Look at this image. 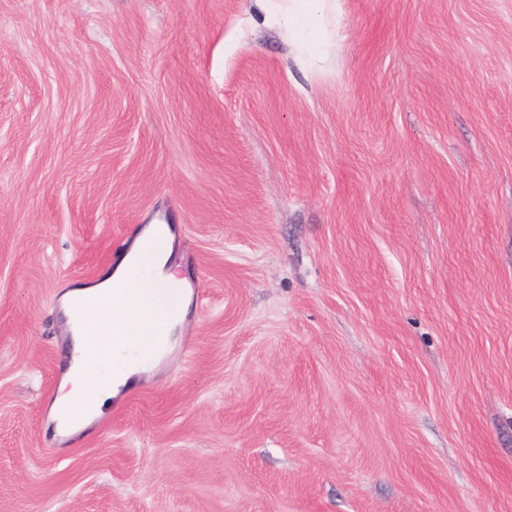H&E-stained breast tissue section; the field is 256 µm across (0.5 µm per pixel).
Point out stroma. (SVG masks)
<instances>
[{
    "label": "stroma",
    "instance_id": "35a3bbf8",
    "mask_svg": "<svg viewBox=\"0 0 512 512\" xmlns=\"http://www.w3.org/2000/svg\"><path fill=\"white\" fill-rule=\"evenodd\" d=\"M0 0V512H512V0ZM170 225L171 353L55 436L61 295ZM288 2V22L300 28L317 29L322 27L331 10L334 0H284Z\"/></svg>",
    "mask_w": 512,
    "mask_h": 512
}]
</instances>
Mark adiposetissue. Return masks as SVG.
<instances>
[{"label":"adipose tissue","mask_w":512,"mask_h":512,"mask_svg":"<svg viewBox=\"0 0 512 512\" xmlns=\"http://www.w3.org/2000/svg\"><path fill=\"white\" fill-rule=\"evenodd\" d=\"M142 235L162 238L155 258L158 280L132 274L131 265L140 251L135 245L97 283L63 296L61 313L69 346L59 393L50 407L59 434L86 429L113 398L150 372L158 359L146 351L155 334L173 343L185 319L187 291L180 286L179 272L168 264L169 229L153 224Z\"/></svg>","instance_id":"adipose-tissue-1"}]
</instances>
